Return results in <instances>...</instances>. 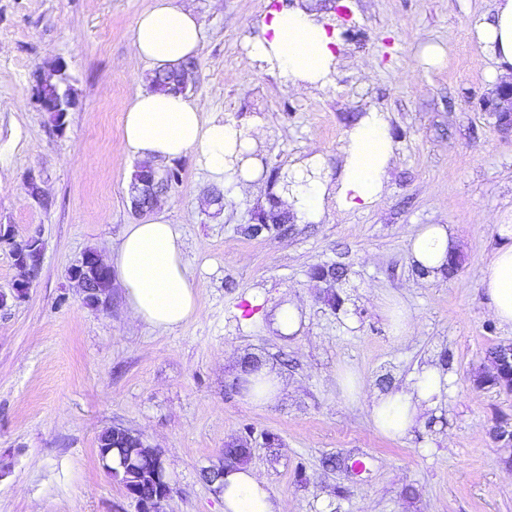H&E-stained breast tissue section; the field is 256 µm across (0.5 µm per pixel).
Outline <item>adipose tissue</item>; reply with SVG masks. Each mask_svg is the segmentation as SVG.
I'll return each mask as SVG.
<instances>
[{"mask_svg": "<svg viewBox=\"0 0 512 512\" xmlns=\"http://www.w3.org/2000/svg\"><path fill=\"white\" fill-rule=\"evenodd\" d=\"M264 29V35L249 43L256 61L278 69L295 84L328 81L339 43L337 32L316 23L306 11L286 8L271 11ZM475 31L495 57L500 74L512 73V0H496L493 21L476 24ZM201 41L202 24L196 14L173 0H153L134 26L132 54L151 70L176 69L198 54ZM123 147L128 154L148 160L194 154L212 181L233 186L238 193L260 177L243 129L206 117L203 107L184 93L138 92L124 115ZM344 153L342 173L331 194L312 176L319 168L318 157L305 161V173L296 176L285 199L302 223L321 220L329 194L343 209L364 208L379 198L394 156L386 114L372 110L360 118L346 135ZM499 232L509 242L486 264L482 285L493 317L512 326V225H500ZM410 251L417 266L438 273L459 247L447 225L427 224L411 237ZM110 266L134 322L172 331L196 315L198 296L186 267L184 241L176 225L164 217L128 225ZM448 384L447 375L437 367L423 366L407 387L373 396L367 405L369 419L381 434L404 437L427 412L438 408ZM217 487L224 512H285L281 498L250 466L225 469Z\"/></svg>", "mask_w": 512, "mask_h": 512, "instance_id": "adipose-tissue-1", "label": "adipose tissue"}]
</instances>
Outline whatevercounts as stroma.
<instances>
[{
  "mask_svg": "<svg viewBox=\"0 0 512 512\" xmlns=\"http://www.w3.org/2000/svg\"><path fill=\"white\" fill-rule=\"evenodd\" d=\"M152 2L0 0V227L12 237L0 241V292L20 276L12 242L44 248L28 296L0 307V512H135L98 462L97 438L115 426L161 451L164 512H224L203 472L242 439L287 512H512V448L490 434L512 424V392L473 384L491 348L512 343L482 285L512 224V135L482 107L500 79L474 30L495 0H176L203 27L190 95L252 140L261 185L216 205L195 156L174 160L182 181L156 212L183 237L198 313L173 332L132 323L120 284L93 308L68 276L86 250L110 257L140 221L127 194L139 160L121 139L126 109L151 86L129 50ZM292 7L339 29L325 85L291 87L248 52L269 9ZM431 43L440 64L421 56ZM57 60L76 96L60 129L37 100ZM372 109L396 145L378 201L346 211L329 199L320 223L245 234L309 155L335 184L345 135ZM424 224L458 238L454 273L412 264ZM329 267L338 280L316 279ZM391 296L411 315L400 336L380 307ZM291 302L301 329L285 336L275 314ZM247 360L274 368L287 392L250 405L238 386ZM425 364L450 378L437 412L404 437L379 434L368 398ZM340 370L357 374L359 398L341 390Z\"/></svg>",
  "mask_w": 512,
  "mask_h": 512,
  "instance_id": "1",
  "label": "stroma"
}]
</instances>
